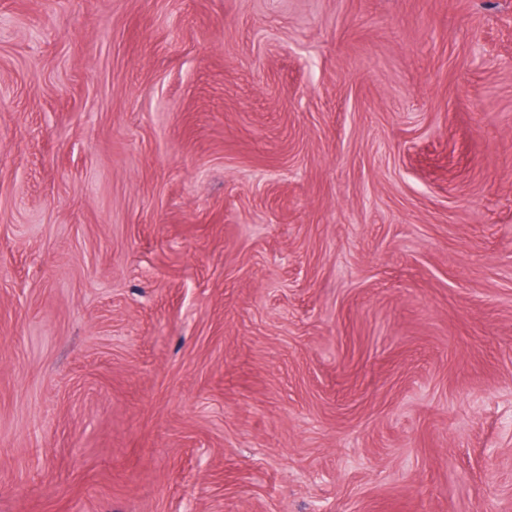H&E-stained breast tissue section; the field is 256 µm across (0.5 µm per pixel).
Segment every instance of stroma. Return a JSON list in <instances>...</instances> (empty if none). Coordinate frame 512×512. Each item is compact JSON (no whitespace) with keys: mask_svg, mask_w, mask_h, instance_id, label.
<instances>
[{"mask_svg":"<svg viewBox=\"0 0 512 512\" xmlns=\"http://www.w3.org/2000/svg\"><path fill=\"white\" fill-rule=\"evenodd\" d=\"M0 512H512V0H0Z\"/></svg>","mask_w":512,"mask_h":512,"instance_id":"1","label":"stroma"}]
</instances>
